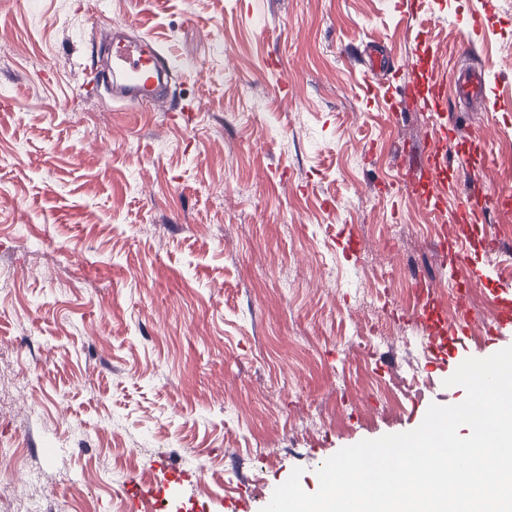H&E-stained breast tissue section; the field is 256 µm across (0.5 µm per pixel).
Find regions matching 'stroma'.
I'll use <instances>...</instances> for the list:
<instances>
[{
  "mask_svg": "<svg viewBox=\"0 0 512 512\" xmlns=\"http://www.w3.org/2000/svg\"><path fill=\"white\" fill-rule=\"evenodd\" d=\"M0 0V512L21 496L46 512H126L129 481L166 457L179 480L163 512H261L301 468L307 492L340 449L417 428L455 405L446 370H421L400 413L380 390L417 337L412 273L450 277L440 225L467 235L476 291L511 288L480 221L401 196L403 155L437 122L471 130L468 170L500 156L512 193V110L449 98L444 119L407 104L391 123L396 71L425 80L428 52L454 68L480 13L477 62L512 96V0ZM150 34L176 65L153 112L84 87L103 25ZM379 49L369 86L352 58ZM261 104L243 122L246 102ZM360 252L346 256L339 232ZM382 323L388 336L369 340Z\"/></svg>",
  "mask_w": 512,
  "mask_h": 512,
  "instance_id": "obj_1",
  "label": "stroma"
}]
</instances>
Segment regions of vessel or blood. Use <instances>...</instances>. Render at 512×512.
I'll use <instances>...</instances> for the list:
<instances>
[{"instance_id":"b4317fda","label":"vessel or blood","mask_w":512,"mask_h":512,"mask_svg":"<svg viewBox=\"0 0 512 512\" xmlns=\"http://www.w3.org/2000/svg\"><path fill=\"white\" fill-rule=\"evenodd\" d=\"M112 49L107 59L105 70L97 71L96 83L104 80L112 82V96L121 101L137 102L154 112L168 111L167 88L173 74L169 56L149 36L132 38L126 35L123 26L111 28ZM432 93L426 97H415L413 82L398 84L390 94L389 112L398 114L403 111L410 98H417L422 110L441 112V91L446 82H454L458 94L480 100L485 111L496 112L502 109L500 99L490 98L489 85L485 73L460 71L447 74L446 67L439 55H432L428 66ZM460 135L459 130H445L437 138H425L424 146L415 154V161L427 176L430 185L436 188V202H443L447 196H458L460 208L473 215H484L488 206H499L501 196L487 189L478 177H471L470 189L466 194H459L457 187L447 185L443 173L448 167V156L452 141ZM454 274L451 286L458 295H465L474 278L480 277L472 254L466 248H458L452 260ZM487 301L493 306L496 316L483 339L487 347H495L506 334L512 333V290L508 288H491L486 292ZM443 293L431 290L417 299L411 315L423 326V342L427 361H435L439 356L451 354L455 345L468 337L474 316L465 310L454 323H447L443 304Z\"/></svg>"}]
</instances>
